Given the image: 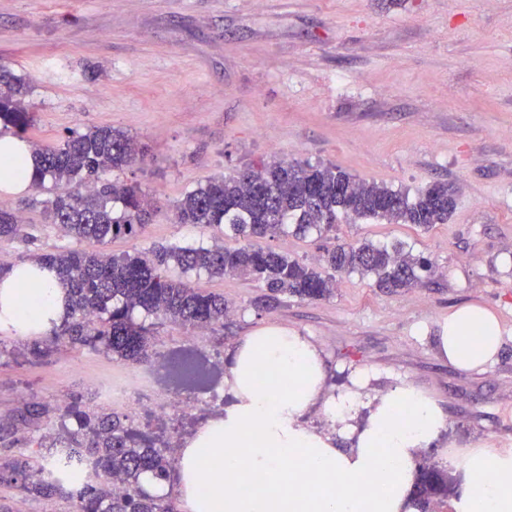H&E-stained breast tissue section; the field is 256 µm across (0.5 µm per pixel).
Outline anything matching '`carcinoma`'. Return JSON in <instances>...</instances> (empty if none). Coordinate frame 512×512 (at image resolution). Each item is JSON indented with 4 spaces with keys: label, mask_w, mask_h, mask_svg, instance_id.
<instances>
[{
    "label": "carcinoma",
    "mask_w": 512,
    "mask_h": 512,
    "mask_svg": "<svg viewBox=\"0 0 512 512\" xmlns=\"http://www.w3.org/2000/svg\"><path fill=\"white\" fill-rule=\"evenodd\" d=\"M28 92L23 78L0 65V123L14 128L21 139L32 125L25 105ZM28 144L36 155L31 188L49 193L42 204L52 223L85 244L37 257L55 274L68 309L45 338L31 342L34 358L67 344L145 365L155 323L138 322L135 314L203 328L224 321L229 313L224 295L200 287L187 274L249 279L266 290L257 299L265 307L288 297L322 300L333 293L332 278L262 241L288 234L321 235L341 217L430 230L448 223L457 205V188L449 182L434 181L412 193L359 179L334 164L274 158L208 178L176 205L179 223L215 226L237 245H170L150 253L112 255L103 245L117 237L138 236L151 218L152 201L140 186L103 181L101 175L144 160L146 147L112 127L73 131L57 147L31 140ZM26 237L18 213L0 206V240ZM322 261L337 272L369 277L389 293L417 286L420 272L433 269L431 261L400 242L338 244L324 250ZM172 263L184 277L167 275ZM168 375L178 386L209 377L189 357L172 360ZM58 418L65 432L63 445L0 461V488L47 501L65 499L72 512H173L166 497L150 493L141 483L147 472L170 480L177 459L166 449L126 426L118 415L85 409L76 401L59 408ZM450 493L446 469L422 467L414 487L420 512H430L433 500L446 501Z\"/></svg>",
    "instance_id": "cac0c4a2"
}]
</instances>
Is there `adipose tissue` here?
Returning <instances> with one entry per match:
<instances>
[{"instance_id": "ef3b65f1", "label": "adipose tissue", "mask_w": 512, "mask_h": 512, "mask_svg": "<svg viewBox=\"0 0 512 512\" xmlns=\"http://www.w3.org/2000/svg\"><path fill=\"white\" fill-rule=\"evenodd\" d=\"M33 173L29 145L0 134V192H25ZM64 314L61 288L36 262L0 278V330L16 338L46 336ZM503 330L490 311L455 310L435 338L441 357L474 370L492 363ZM266 372L268 384L256 376ZM361 382L336 396L326 387L320 349L280 326L261 327L236 346L224 378L230 396L222 415L207 421L179 450L176 496L182 512H416L410 491L420 453L447 427L430 396L399 386L361 398ZM332 431L306 424L311 410ZM350 440L336 445L337 434ZM462 512L484 502L488 512H512V452L477 448L457 463Z\"/></svg>"}]
</instances>
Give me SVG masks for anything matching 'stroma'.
<instances>
[{
	"label": "stroma",
	"mask_w": 512,
	"mask_h": 512,
	"mask_svg": "<svg viewBox=\"0 0 512 512\" xmlns=\"http://www.w3.org/2000/svg\"><path fill=\"white\" fill-rule=\"evenodd\" d=\"M0 64L30 87V140L60 145L69 131L113 127L147 144L119 178L155 202L144 232L106 246L119 255L164 245H212L218 232L180 224L175 205L198 183L251 162L333 163L359 178L411 190L460 189L447 223L337 225L325 238L271 240L306 263L337 243L404 242L433 273L398 294L356 273L332 297L262 308L237 277L202 279L223 294V324L190 331L163 321L155 351L189 355L208 384L181 389L152 366L65 346L36 360L8 338L0 354V421L39 403L46 415L0 440V457L50 444L58 407L77 398L127 417L164 442L184 440L224 410V375L254 328L297 330L321 349L332 391L367 374L365 399L397 386L442 408L447 444L421 463L450 467L472 448L512 443V0H0ZM27 194L0 193L31 239L0 242V263L77 248ZM495 313V361L467 371L442 358L435 336L456 308ZM124 387L109 397L104 380ZM174 408H167L170 398Z\"/></svg>",
	"instance_id": "1"
}]
</instances>
